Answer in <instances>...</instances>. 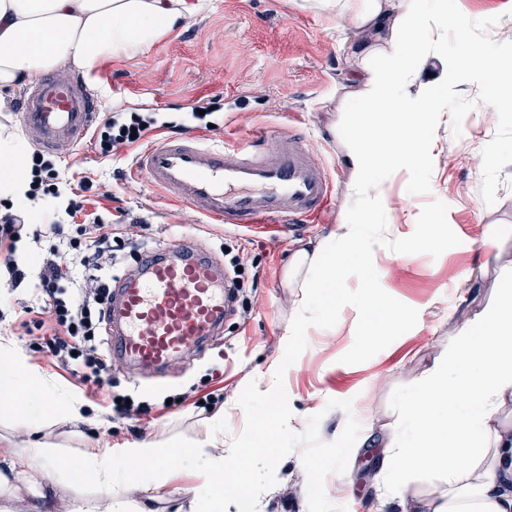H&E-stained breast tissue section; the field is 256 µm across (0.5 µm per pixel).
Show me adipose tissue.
Listing matches in <instances>:
<instances>
[{
    "label": "adipose tissue",
    "mask_w": 512,
    "mask_h": 512,
    "mask_svg": "<svg viewBox=\"0 0 512 512\" xmlns=\"http://www.w3.org/2000/svg\"><path fill=\"white\" fill-rule=\"evenodd\" d=\"M320 9L339 12L359 31L351 54L352 79L360 87L362 109L348 117V157L357 206L346 224L373 219L370 191L382 169L412 161L430 147L425 118L442 90L427 88L420 100L406 86L420 78L427 50L439 35L437 21L451 14L452 0H316ZM207 6V0H0V112L9 93L25 78L46 69L92 71L104 56L148 51ZM386 116L383 127L368 115ZM32 151L0 126V197L27 207ZM290 276H303V305L330 315L336 303L340 268L336 254L295 253ZM502 306L485 311L472 331L448 348L447 361L407 403L403 431L388 464L396 481L417 471L443 476L446 491L427 512H512V490L503 484L512 472V289ZM164 449L136 443L112 453L86 449L79 467L62 461L57 449L38 443L22 454L0 456V465L25 473L60 469L75 481L111 497L112 512H126L121 488L136 480L149 489V463Z\"/></svg>",
    "instance_id": "obj_1"
}]
</instances>
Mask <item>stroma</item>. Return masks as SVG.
<instances>
[{
    "label": "stroma",
    "mask_w": 512,
    "mask_h": 512,
    "mask_svg": "<svg viewBox=\"0 0 512 512\" xmlns=\"http://www.w3.org/2000/svg\"><path fill=\"white\" fill-rule=\"evenodd\" d=\"M472 41L493 49L501 75L512 77V40L502 39L512 25V0H456ZM356 29L336 13L314 7L312 0H210L208 8L183 28L144 53L103 58L92 72L100 119L117 112L155 114L158 122L196 126L207 140L242 136L262 128L269 134L291 129L311 142V161L329 174L334 188L315 222L286 233L273 224L239 227L210 224L191 208L134 177L136 143L100 156L94 138L72 153L52 155L59 172V198H45L30 213L28 232L45 230L65 219L68 198L80 195L84 221L94 213L116 227L126 244L118 276L137 269L133 243L151 238L155 248L190 238L217 258L236 257L242 289L223 335L205 349L173 365L167 378L133 384L130 369L112 364V391L154 403L144 421L145 438L164 446L199 443L211 457L227 456L245 427L237 400L249 382L268 391L300 310L302 290L288 277V263L302 249L327 245L347 234L341 216L351 206L353 169L347 157L345 77L349 46ZM208 114L197 126L195 111ZM431 148L415 161L379 172L389 239L410 236L424 205L443 201L447 220L460 238L439 257L401 258L376 248L373 263L382 288L418 310L417 325L370 360L355 365L340 358L353 345L358 311L344 306L337 324L307 331L308 346L288 368L284 387L292 417L302 431L310 416L321 414L319 437L330 442L341 434L348 416L361 424L344 473L327 476V497L347 512H419L427 495L441 490L432 473L413 475L401 493L390 490L386 467L389 445L400 432L408 397L448 358V346L478 315L499 305L506 277H512V95L493 93L486 79L458 67L444 92L440 111L431 113ZM41 330L28 331L13 317L0 321V344L9 347L33 376L56 394L78 401L80 417L58 415L42 429L64 459L79 462L85 446L120 448L136 443L131 418H107L90 387L33 351ZM193 392L210 396L209 409L191 403L162 408L167 396ZM352 400L351 412L326 410L327 400ZM223 413L221 428L212 416ZM375 463L372 485L360 471ZM299 453L276 467L277 483L259 498L257 512H308ZM161 487L144 493L131 486L128 500L142 512H206L198 495L200 475L190 467L167 468ZM12 512H110L111 501L94 487L60 476L31 485L21 474L9 476Z\"/></svg>",
    "instance_id": "stroma-1"
}]
</instances>
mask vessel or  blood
<instances>
[{
	"label": "vessel or blood",
	"instance_id": "vessel-or-blood-1",
	"mask_svg": "<svg viewBox=\"0 0 512 512\" xmlns=\"http://www.w3.org/2000/svg\"><path fill=\"white\" fill-rule=\"evenodd\" d=\"M98 97L83 79L34 77L18 99L27 136L66 153L92 130ZM308 143L288 132L256 133L217 145L187 129L154 140L136 173L195 212L222 224L287 225L315 218L333 190L309 162ZM112 356L129 367L165 372L174 360L222 335L233 310L230 278L208 251L185 240L162 250L112 290Z\"/></svg>",
	"mask_w": 512,
	"mask_h": 512
}]
</instances>
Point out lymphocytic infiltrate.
<instances>
[{
  "mask_svg": "<svg viewBox=\"0 0 512 512\" xmlns=\"http://www.w3.org/2000/svg\"><path fill=\"white\" fill-rule=\"evenodd\" d=\"M26 224L21 210L0 216V277L15 288L33 283V293L41 301L38 314L49 324L47 356L83 382L92 383L115 415H149L148 402L117 401L112 393V356L96 342L109 315L107 299L117 261L111 225L95 221L72 230L52 222L47 234L59 244L46 251L43 235H25ZM32 259L39 263L34 275L28 270Z\"/></svg>",
  "mask_w": 512,
  "mask_h": 512,
  "instance_id": "f902f5d3",
  "label": "lymphocytic infiltrate"
}]
</instances>
